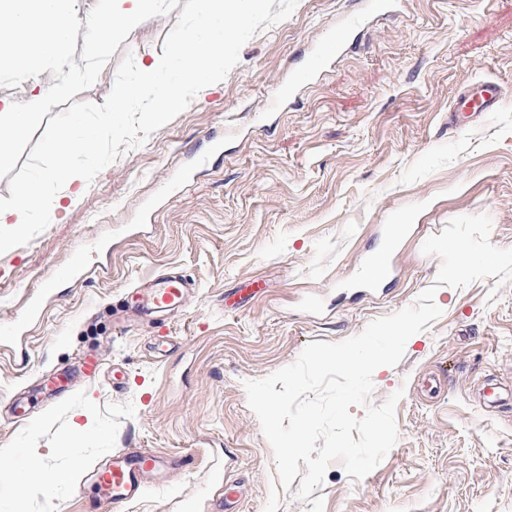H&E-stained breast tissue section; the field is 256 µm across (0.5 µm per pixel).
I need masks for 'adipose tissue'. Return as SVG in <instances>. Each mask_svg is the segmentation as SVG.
Returning a JSON list of instances; mask_svg holds the SVG:
<instances>
[{"instance_id":"adipose-tissue-1","label":"adipose tissue","mask_w":512,"mask_h":512,"mask_svg":"<svg viewBox=\"0 0 512 512\" xmlns=\"http://www.w3.org/2000/svg\"><path fill=\"white\" fill-rule=\"evenodd\" d=\"M95 139V132L84 127L79 120H71L61 127L46 144L47 151L55 160L52 169L37 173L17 186L13 201L0 205V225L28 223L31 209L42 199L46 181L61 177L75 181L76 174L70 167V158L79 154L90 160L95 159Z\"/></svg>"}]
</instances>
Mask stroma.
I'll list each match as a JSON object with an SVG mask.
<instances>
[{"label":"stroma","instance_id":"stroma-1","mask_svg":"<svg viewBox=\"0 0 512 512\" xmlns=\"http://www.w3.org/2000/svg\"><path fill=\"white\" fill-rule=\"evenodd\" d=\"M186 0H160L96 82L104 104L125 55L160 57ZM361 0H298L257 31L220 83L123 152L93 182L48 183L29 224L0 226V512H96L92 470L110 451L184 458L168 488L123 512H512V280L437 285L422 245L458 216L485 214L491 243L512 249V0H392L351 49L309 67L318 41ZM498 84L500 111L448 126L468 82ZM223 147L210 154V137ZM208 155L200 163V155ZM388 254L380 289L360 284ZM78 267L76 277L63 276ZM176 273L198 287L184 312L123 318L133 288ZM266 283L235 311L225 296ZM435 288L441 316L373 374L370 404L402 392L398 440L363 479L333 462L300 500L283 488L244 383L340 342ZM170 338L165 353L155 339ZM98 360L88 378L82 364ZM120 372L123 383L112 381ZM67 377L70 398L51 394ZM509 398L488 409L485 386ZM27 418L15 421L13 397ZM81 484V497L72 487Z\"/></svg>","mask_w":512,"mask_h":512}]
</instances>
